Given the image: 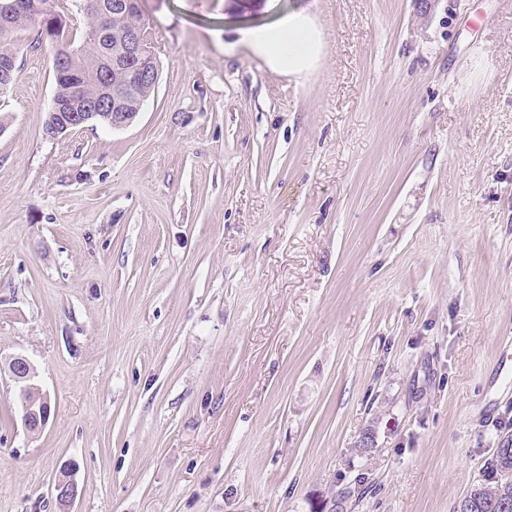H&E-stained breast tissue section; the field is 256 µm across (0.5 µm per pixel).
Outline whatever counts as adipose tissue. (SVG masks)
Wrapping results in <instances>:
<instances>
[{
  "instance_id": "ef3b65f1",
  "label": "adipose tissue",
  "mask_w": 512,
  "mask_h": 512,
  "mask_svg": "<svg viewBox=\"0 0 512 512\" xmlns=\"http://www.w3.org/2000/svg\"><path fill=\"white\" fill-rule=\"evenodd\" d=\"M249 45L270 67L291 75L308 70L321 49L317 30L302 14L289 15L276 27L252 31Z\"/></svg>"
}]
</instances>
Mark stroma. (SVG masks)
Returning a JSON list of instances; mask_svg holds the SVG:
<instances>
[{
  "label": "stroma",
  "mask_w": 512,
  "mask_h": 512,
  "mask_svg": "<svg viewBox=\"0 0 512 512\" xmlns=\"http://www.w3.org/2000/svg\"><path fill=\"white\" fill-rule=\"evenodd\" d=\"M137 119L0 93V512H452L512 422V0H144ZM307 15L299 78L248 31ZM27 358L52 413L20 421ZM375 425L378 447L355 442ZM54 492L59 511L71 512L72 505L80 495V491L70 464L61 467L58 479L54 484Z\"/></svg>",
  "instance_id": "35a3bbf8"
}]
</instances>
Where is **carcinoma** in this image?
Instances as JSON below:
<instances>
[{
  "label": "carcinoma",
  "mask_w": 512,
  "mask_h": 512,
  "mask_svg": "<svg viewBox=\"0 0 512 512\" xmlns=\"http://www.w3.org/2000/svg\"><path fill=\"white\" fill-rule=\"evenodd\" d=\"M146 22L144 14L133 5L115 14L111 35L94 44H82L76 53L66 57L68 69L83 75L81 96L89 107L104 101L107 91L125 87L126 73L121 69L101 71L104 61L125 53L124 35ZM37 26V38L53 45L73 37L67 7H60L59 18L43 19L37 15L14 13L6 22H0V57L16 55L15 34L30 25ZM470 503L469 512H496L493 505L503 500L512 502V434L501 437L491 459L483 470L482 478L465 495Z\"/></svg>",
  "instance_id": "cac0c4a2"
}]
</instances>
